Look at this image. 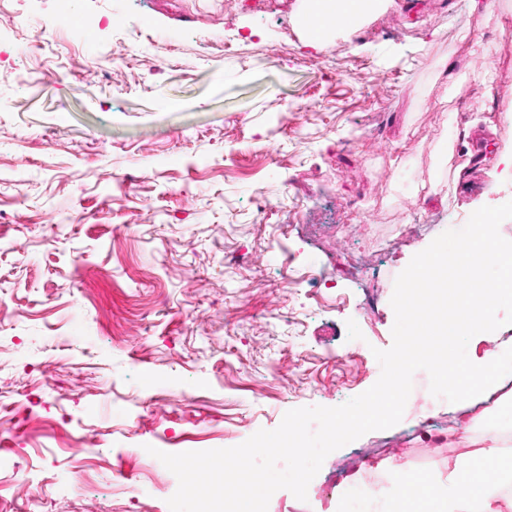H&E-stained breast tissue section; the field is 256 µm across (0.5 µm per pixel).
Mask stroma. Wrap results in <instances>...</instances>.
Segmentation results:
<instances>
[{"instance_id": "35a3bbf8", "label": "stroma", "mask_w": 512, "mask_h": 512, "mask_svg": "<svg viewBox=\"0 0 512 512\" xmlns=\"http://www.w3.org/2000/svg\"><path fill=\"white\" fill-rule=\"evenodd\" d=\"M68 2L93 22L55 37L84 55L76 76L13 50L56 0L0 20V512H170L178 480L150 448L233 447L368 390L396 277L512 200L493 178L512 146V0H388L331 38L332 65L299 32L301 0ZM342 212L320 240L313 223ZM429 383L415 372L400 423L268 512H337L333 480L369 460L446 474L458 445L418 434L453 430L457 406ZM89 426L103 445L77 475L65 450Z\"/></svg>"}]
</instances>
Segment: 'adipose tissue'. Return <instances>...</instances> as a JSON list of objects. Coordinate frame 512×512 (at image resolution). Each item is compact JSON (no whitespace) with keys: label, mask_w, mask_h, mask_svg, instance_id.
Segmentation results:
<instances>
[{"label":"adipose tissue","mask_w":512,"mask_h":512,"mask_svg":"<svg viewBox=\"0 0 512 512\" xmlns=\"http://www.w3.org/2000/svg\"><path fill=\"white\" fill-rule=\"evenodd\" d=\"M379 6L380 0H306L304 9L313 23L305 28L304 37L312 45L329 39L327 28L316 25L315 17H340L342 31L352 32ZM475 442V422L464 420L457 439L460 451L449 461L446 477L396 469L397 493L364 499L359 512H512V493L500 492L501 485H512V455L499 454L494 439L483 452L472 451Z\"/></svg>","instance_id":"1"}]
</instances>
